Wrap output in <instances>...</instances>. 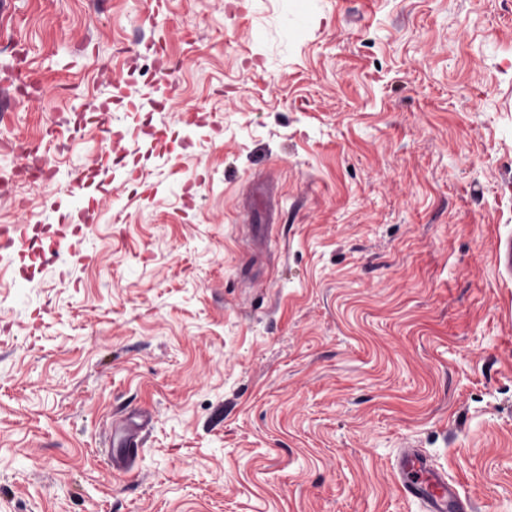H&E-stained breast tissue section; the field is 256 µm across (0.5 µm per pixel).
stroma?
Segmentation results:
<instances>
[{
	"label": "stroma",
	"instance_id": "stroma-1",
	"mask_svg": "<svg viewBox=\"0 0 512 512\" xmlns=\"http://www.w3.org/2000/svg\"><path fill=\"white\" fill-rule=\"evenodd\" d=\"M19 71L0 179L56 176L0 225L58 257L0 249V512H415L407 441L512 512V0H12ZM147 415H141L139 422L129 421L123 430L122 439L117 448H109L107 455L112 462V467L117 470H127L132 462V457L137 448V438L142 430L148 425Z\"/></svg>",
	"mask_w": 512,
	"mask_h": 512
}]
</instances>
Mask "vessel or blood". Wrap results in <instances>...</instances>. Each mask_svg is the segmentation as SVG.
<instances>
[{
  "label": "vessel or blood",
  "mask_w": 512,
  "mask_h": 512,
  "mask_svg": "<svg viewBox=\"0 0 512 512\" xmlns=\"http://www.w3.org/2000/svg\"><path fill=\"white\" fill-rule=\"evenodd\" d=\"M148 421V416L143 415L139 420L127 422L119 447L107 451L114 469L128 468L137 439ZM394 471L404 497L421 501L426 512H470V499L462 496L445 473L434 468L428 457L413 445L406 444L400 449Z\"/></svg>",
  "instance_id": "vessel-or-blood-1"
}]
</instances>
